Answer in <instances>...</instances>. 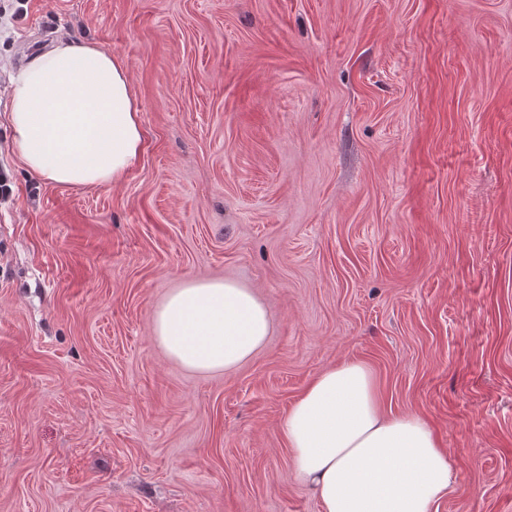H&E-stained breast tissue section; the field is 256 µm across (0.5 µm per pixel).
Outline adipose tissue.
<instances>
[{
	"instance_id": "1",
	"label": "adipose tissue",
	"mask_w": 512,
	"mask_h": 512,
	"mask_svg": "<svg viewBox=\"0 0 512 512\" xmlns=\"http://www.w3.org/2000/svg\"><path fill=\"white\" fill-rule=\"evenodd\" d=\"M10 130L23 164L47 181L98 186L123 179L143 131L121 60L87 40H59L12 79ZM268 312L230 280H194L157 307L153 334L195 372L234 368L265 342ZM281 430L299 478L322 512H430L448 492L452 463L414 414L385 413L372 370L348 360L321 372L287 411Z\"/></svg>"
}]
</instances>
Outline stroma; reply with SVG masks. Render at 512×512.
Returning <instances> with one entry per match:
<instances>
[{
	"instance_id": "stroma-1",
	"label": "stroma",
	"mask_w": 512,
	"mask_h": 512,
	"mask_svg": "<svg viewBox=\"0 0 512 512\" xmlns=\"http://www.w3.org/2000/svg\"><path fill=\"white\" fill-rule=\"evenodd\" d=\"M124 63L143 148L29 171L10 79L58 36ZM0 512H321L280 420L359 360L453 483L512 512V0H0ZM232 279L270 336L185 370L153 315Z\"/></svg>"
}]
</instances>
